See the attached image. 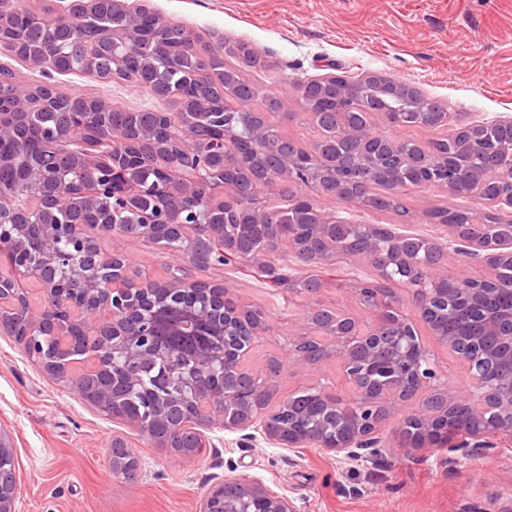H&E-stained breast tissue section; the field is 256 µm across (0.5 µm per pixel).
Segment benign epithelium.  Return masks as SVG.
I'll use <instances>...</instances> for the list:
<instances>
[{"mask_svg": "<svg viewBox=\"0 0 512 512\" xmlns=\"http://www.w3.org/2000/svg\"><path fill=\"white\" fill-rule=\"evenodd\" d=\"M19 13V0H0V47L48 77L90 73L107 53L112 72L99 79L116 80L124 72L122 49L162 28L159 14L143 4L128 10L123 0H70L50 20L67 38L96 15L119 14L127 26L118 33L110 26L88 32L61 68L53 55L18 47L11 29ZM156 70L148 58L132 80L166 99ZM4 72L0 67V101L9 111L0 113V172L11 171L14 179L0 181V332L23 337L27 359L49 379L76 389L112 421L134 424L153 447L178 458L197 454L191 436L207 446V433L215 430L240 433V448L252 447L259 432L281 448H318L348 460L375 457L381 430L396 414L403 415L391 444L398 452L512 454V307L495 306L496 276L450 274L447 264L453 252L494 267L512 258V233L448 223L442 236L429 239L367 224L356 239L338 245L336 233L345 223L319 207L299 213L306 218L303 231L269 224L277 172L325 195H342V186L326 181L336 173V156L317 147L295 165L282 146L264 145L259 125H246L243 134L212 125L208 111L224 103L192 94L178 98L179 121L156 112L151 122L128 128L106 121L105 101L73 96L76 124L67 133L41 130L38 149L26 152L27 127L49 107L53 85L32 88ZM486 127L455 125L452 155L474 152ZM341 132L359 141L361 155L378 168L393 163L455 195L512 209V195L492 194L512 185V162L463 174L444 160L431 163L423 146L405 150L403 140L371 126L346 125ZM143 169L157 178H138ZM242 175L255 200L238 207L231 198ZM146 198L153 204L142 206ZM121 214L131 223H120ZM103 238L112 246L102 247ZM129 239L165 252L176 247L188 265H176L163 278H136L124 251ZM314 240L332 254L363 257L380 278L396 269L405 294L359 282L354 292L370 320L317 304L291 330L288 360L273 357L256 369L251 354L271 330L262 310L240 303L226 282L201 287L192 269L231 259L256 262L269 248L319 262L325 255L311 249ZM27 281L40 286L36 306ZM419 320L463 361L470 389L451 393L440 382ZM329 358L336 359L347 395L306 384L279 397L288 372L304 375ZM146 366L156 370L149 386L140 376ZM134 393L147 413L125 416L122 406ZM17 465L12 439L0 428V512H16ZM111 467L122 484L138 477L137 452L121 437L112 439ZM199 512L297 509L260 480L226 476L208 486Z\"/></svg>", "mask_w": 512, "mask_h": 512, "instance_id": "obj_1", "label": "benign epithelium"}]
</instances>
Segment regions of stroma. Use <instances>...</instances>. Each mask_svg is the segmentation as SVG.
<instances>
[{"label": "stroma", "mask_w": 512, "mask_h": 512, "mask_svg": "<svg viewBox=\"0 0 512 512\" xmlns=\"http://www.w3.org/2000/svg\"><path fill=\"white\" fill-rule=\"evenodd\" d=\"M166 20L194 29L203 41L250 44L259 62L225 54L227 65L279 92L291 120H277L281 135L312 148L318 135L303 125L292 80L346 73H377L418 88L466 122L512 118V0H148ZM0 66L30 86L52 81L58 92L106 100L128 110H167L135 84L104 83L91 75L54 74L0 52ZM401 210L368 212L322 197L320 205L353 224H384L426 237L442 227L426 223L434 209L475 207L473 199L443 188L400 189ZM134 267L158 278L178 260L144 240L126 244ZM292 279L320 280L312 295L276 286L257 264L230 262L196 269L202 281H224L239 299L264 311L269 335L251 357L262 367L287 357V332L311 305L358 310L354 288L374 271L359 257L330 266L281 261ZM418 332L449 390L467 388L460 362L426 325ZM0 426L10 431L19 462L17 512H196L207 483L230 474L261 479L284 493L298 512H512V456L451 463L447 449L412 455L383 454L352 462L316 448H278L264 439L238 447L237 433L215 432L214 445L182 460L151 447L136 430L112 423L75 391L47 378L13 338L0 335ZM135 446L137 483L112 475V437Z\"/></svg>", "instance_id": "stroma-1"}]
</instances>
